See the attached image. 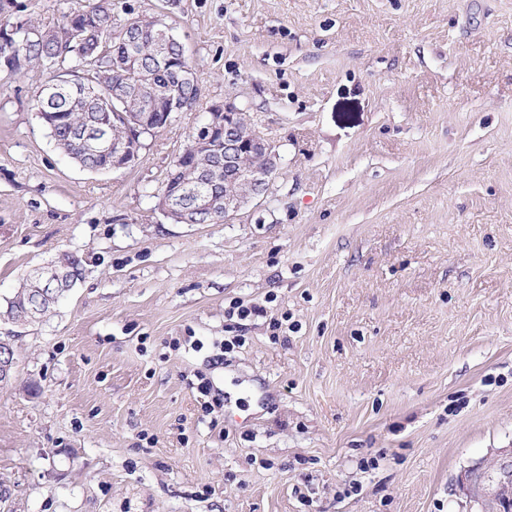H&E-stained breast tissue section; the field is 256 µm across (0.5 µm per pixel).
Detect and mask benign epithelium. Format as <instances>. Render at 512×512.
<instances>
[{
	"mask_svg": "<svg viewBox=\"0 0 512 512\" xmlns=\"http://www.w3.org/2000/svg\"><path fill=\"white\" fill-rule=\"evenodd\" d=\"M164 96L169 100L166 111L146 121L131 119L125 123L121 135L110 137L103 132L86 135L91 148L112 155L114 169L134 163L138 157L137 139L167 128L176 120V114L187 108L175 87L164 89ZM220 139L224 140V156L215 158L211 167L200 171L194 181L162 192L159 208L171 221L198 224V217L206 216L208 223H218L230 219L265 194L269 178L277 168L278 154L246 113L234 106L212 107L175 164L193 163L199 154L210 152L214 142ZM63 275L64 266L53 263L39 271L36 278L50 285L58 283ZM461 490L480 512H496L500 501L512 499V451L504 452L491 466L470 471Z\"/></svg>",
	"mask_w": 512,
	"mask_h": 512,
	"instance_id": "1",
	"label": "benign epithelium"
}]
</instances>
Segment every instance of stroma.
Wrapping results in <instances>:
<instances>
[{"mask_svg": "<svg viewBox=\"0 0 512 512\" xmlns=\"http://www.w3.org/2000/svg\"><path fill=\"white\" fill-rule=\"evenodd\" d=\"M123 3L166 14L199 90L131 166L61 154L51 69L0 66V303L60 252L81 270L0 320V512H467L465 472L512 448V0ZM224 103L278 168L228 221L172 223L167 173Z\"/></svg>", "mask_w": 512, "mask_h": 512, "instance_id": "stroma-1", "label": "stroma"}]
</instances>
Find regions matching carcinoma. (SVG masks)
<instances>
[{
  "mask_svg": "<svg viewBox=\"0 0 512 512\" xmlns=\"http://www.w3.org/2000/svg\"><path fill=\"white\" fill-rule=\"evenodd\" d=\"M116 4L114 0H87L81 9L62 13L60 22L52 30H42L26 23L17 32L12 50L14 58L4 60L6 48L0 43V63H7L12 71H21L33 64L48 66L65 62L85 74L93 76V92H87L75 80H64L59 75L49 85L55 90L43 89L38 100V112L57 143V148L68 158L77 157L82 166L98 171L112 167V158L89 152L81 134L100 124L106 112L103 102L95 97L117 94L122 102L112 111V127L124 124V116L134 112H156L165 107L159 98L155 105L142 102L148 89H161L174 81V73L157 60L155 31L157 25L151 18L135 19L127 33L137 38L136 48L109 43L103 52L106 37L112 35ZM70 291V284L52 287L37 284L24 278L13 296L0 307V319L18 320L29 310L34 312L33 322L45 317Z\"/></svg>",
  "mask_w": 512,
  "mask_h": 512,
  "instance_id": "1",
  "label": "carcinoma"
}]
</instances>
